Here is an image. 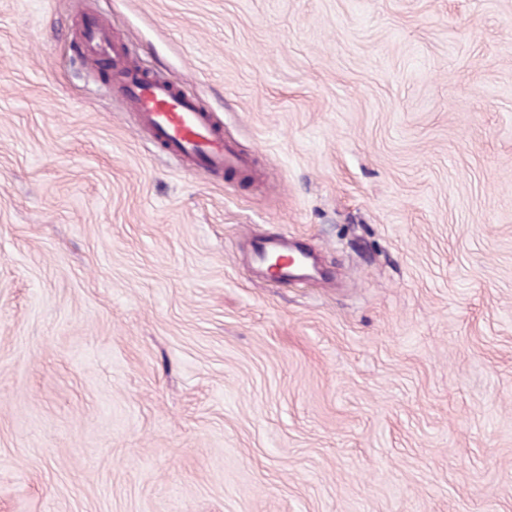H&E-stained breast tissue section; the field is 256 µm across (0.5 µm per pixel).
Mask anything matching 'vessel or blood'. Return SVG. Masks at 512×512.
Returning <instances> with one entry per match:
<instances>
[{
  "label": "vessel or blood",
  "instance_id": "obj_1",
  "mask_svg": "<svg viewBox=\"0 0 512 512\" xmlns=\"http://www.w3.org/2000/svg\"><path fill=\"white\" fill-rule=\"evenodd\" d=\"M78 36L81 65L93 72L108 68L111 84L136 113L139 129L152 145L211 179L252 172L253 158L225 139L220 116L203 109L162 73L141 70L99 14L84 15ZM275 254L284 256L285 263L269 273L271 281L309 280L321 274L305 251L290 247L287 237L260 239L252 245V261L258 268H265Z\"/></svg>",
  "mask_w": 512,
  "mask_h": 512
}]
</instances>
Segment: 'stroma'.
<instances>
[{"instance_id":"stroma-1","label":"stroma","mask_w":512,"mask_h":512,"mask_svg":"<svg viewBox=\"0 0 512 512\" xmlns=\"http://www.w3.org/2000/svg\"><path fill=\"white\" fill-rule=\"evenodd\" d=\"M88 11L262 185L155 152ZM0 512H512V0H0ZM274 254L285 257L284 265L276 273L266 270V262ZM252 261L256 267L262 270L263 275L267 276L269 280L278 283L309 280L321 276L320 268L305 251L290 247L288 236L255 241L252 244Z\"/></svg>"}]
</instances>
